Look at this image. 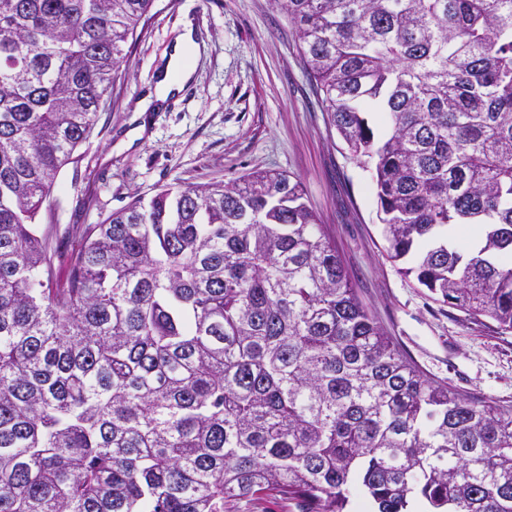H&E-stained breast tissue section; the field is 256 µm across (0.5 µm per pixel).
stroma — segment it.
I'll return each instance as SVG.
<instances>
[{
	"mask_svg": "<svg viewBox=\"0 0 512 512\" xmlns=\"http://www.w3.org/2000/svg\"><path fill=\"white\" fill-rule=\"evenodd\" d=\"M206 44L187 91L150 104L184 32ZM99 119L56 180L50 207L57 278L90 224L164 188L224 185L257 169L301 182L360 302L424 376L512 408V332L472 320L399 273L368 172L331 126L286 14L271 0H154Z\"/></svg>",
	"mask_w": 512,
	"mask_h": 512,
	"instance_id": "stroma-1",
	"label": "stroma"
}]
</instances>
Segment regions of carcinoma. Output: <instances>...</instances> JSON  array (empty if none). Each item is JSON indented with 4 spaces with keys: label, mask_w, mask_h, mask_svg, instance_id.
Listing matches in <instances>:
<instances>
[{
    "label": "carcinoma",
    "mask_w": 512,
    "mask_h": 512,
    "mask_svg": "<svg viewBox=\"0 0 512 512\" xmlns=\"http://www.w3.org/2000/svg\"><path fill=\"white\" fill-rule=\"evenodd\" d=\"M152 3L0 0V512H512V412L400 354L299 181L164 189L57 280L36 218ZM272 4L399 272L512 331V0ZM228 507L229 512H300L296 501L278 497L240 499Z\"/></svg>",
    "instance_id": "cac0c4a2"
}]
</instances>
